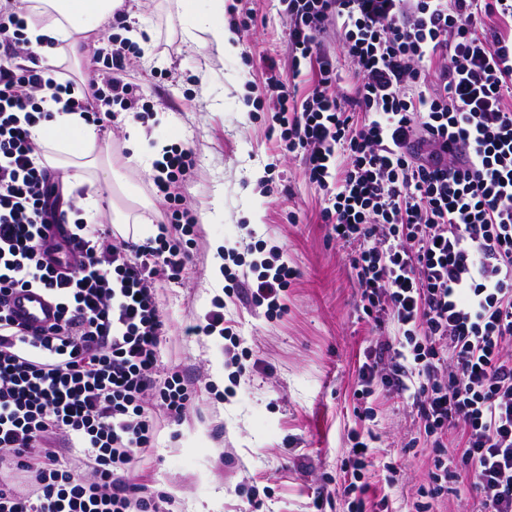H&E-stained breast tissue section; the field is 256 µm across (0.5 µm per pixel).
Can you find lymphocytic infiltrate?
Masks as SVG:
<instances>
[{"label": "lymphocytic infiltrate", "instance_id": "f902f5d3", "mask_svg": "<svg viewBox=\"0 0 512 512\" xmlns=\"http://www.w3.org/2000/svg\"><path fill=\"white\" fill-rule=\"evenodd\" d=\"M288 54L311 76L305 96L270 76L280 139L303 152L322 192L321 221L351 249L367 315L388 318L357 398L374 380L412 390L433 453L411 512H430L470 472L480 512H512V0H282ZM335 27L351 92L323 51ZM24 14L0 19V512H159L130 477L153 438L152 412L185 415L192 391L160 375L167 319L154 284L192 261L196 217L175 188L195 157L180 143L152 163L151 192L167 204L156 236L121 238L73 218L63 174L43 165L46 101L99 131L117 110L149 113L122 74L136 47L108 34L94 51L105 72L83 96L47 78ZM74 253L68 272L48 256ZM251 293L268 312L297 273L261 261ZM37 287L59 318L36 334L13 320V289ZM461 430L458 452L448 432ZM69 436L91 466L82 477L49 446Z\"/></svg>", "mask_w": 512, "mask_h": 512}]
</instances>
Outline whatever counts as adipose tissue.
<instances>
[{"instance_id":"ef3b65f1","label":"adipose tissue","mask_w":512,"mask_h":512,"mask_svg":"<svg viewBox=\"0 0 512 512\" xmlns=\"http://www.w3.org/2000/svg\"><path fill=\"white\" fill-rule=\"evenodd\" d=\"M124 6V0H42L40 10L27 20V38L43 56L44 66L53 70L65 61L79 60L81 44L88 34ZM189 26L202 47L215 48L221 54L235 52L236 46L224 29L222 10H214L203 19L191 18ZM46 107L53 114L46 125L51 149L45 157L47 165L61 166L67 156L102 172L111 167V160L101 158L97 151L93 125L86 123L80 113L64 110L62 104L50 101Z\"/></svg>"}]
</instances>
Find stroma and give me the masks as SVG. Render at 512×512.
I'll return each instance as SVG.
<instances>
[{
  "mask_svg": "<svg viewBox=\"0 0 512 512\" xmlns=\"http://www.w3.org/2000/svg\"><path fill=\"white\" fill-rule=\"evenodd\" d=\"M240 2L257 17L234 34L238 50L220 55L188 38L184 16L209 12L211 0H132L130 25L137 53L125 72L144 93L154 118L135 123L119 112L117 125L99 133L115 171L113 186L96 184L97 213L111 221L126 197L149 198L154 143L184 142L197 167L180 194L197 215L193 261L182 280L157 285L168 318L161 345L165 373H179L193 390L180 421L155 413V439L131 474L158 499L160 512H348L336 493L355 444L365 441L379 462L364 472L366 508L389 496L393 512L425 486L432 453L412 399L375 384L366 401L372 418L357 412L359 367L375 342L392 339L389 323L362 309L348 249L327 236L322 194L304 175L302 154L285 151L273 104L263 95L268 73L306 94L310 84L288 59V19L279 0ZM173 52L159 50V43ZM140 133V161L129 158V126ZM273 264L297 272L285 310L269 315L250 287L253 247ZM240 253L241 286L226 297L221 251ZM224 323L242 338L255 363L233 377L230 340L191 336L214 299ZM234 396H225V389Z\"/></svg>",
  "mask_w": 512,
  "mask_h": 512,
  "instance_id": "stroma-1",
  "label": "stroma"
}]
</instances>
